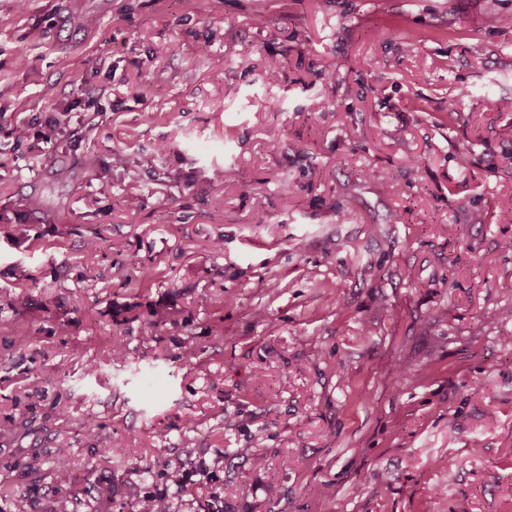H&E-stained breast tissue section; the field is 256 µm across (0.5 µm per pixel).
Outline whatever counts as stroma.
<instances>
[{"instance_id":"stroma-1","label":"stroma","mask_w":512,"mask_h":512,"mask_svg":"<svg viewBox=\"0 0 512 512\" xmlns=\"http://www.w3.org/2000/svg\"><path fill=\"white\" fill-rule=\"evenodd\" d=\"M503 99L512 0H0V512H512ZM38 127V130L34 131ZM62 129L60 128L57 119L52 115L46 116L43 120L41 118H34L28 123H23L14 126L9 134L14 135L17 140L30 138L31 135L40 137L44 143H52L57 140L61 135Z\"/></svg>"}]
</instances>
